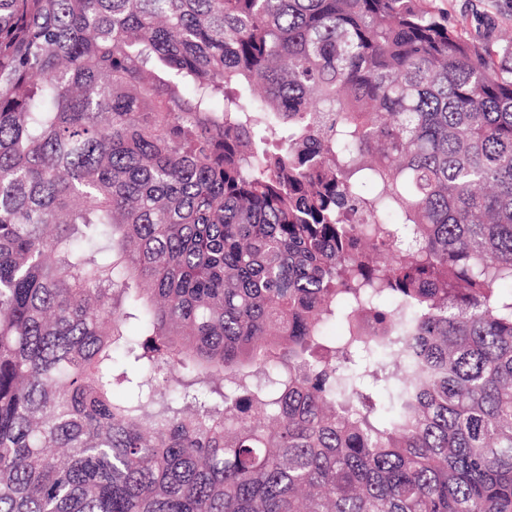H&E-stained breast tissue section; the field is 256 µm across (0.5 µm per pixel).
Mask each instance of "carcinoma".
I'll use <instances>...</instances> for the list:
<instances>
[{
    "instance_id": "cac0c4a2",
    "label": "carcinoma",
    "mask_w": 512,
    "mask_h": 512,
    "mask_svg": "<svg viewBox=\"0 0 512 512\" xmlns=\"http://www.w3.org/2000/svg\"><path fill=\"white\" fill-rule=\"evenodd\" d=\"M0 512H512V43L0 0Z\"/></svg>"
}]
</instances>
